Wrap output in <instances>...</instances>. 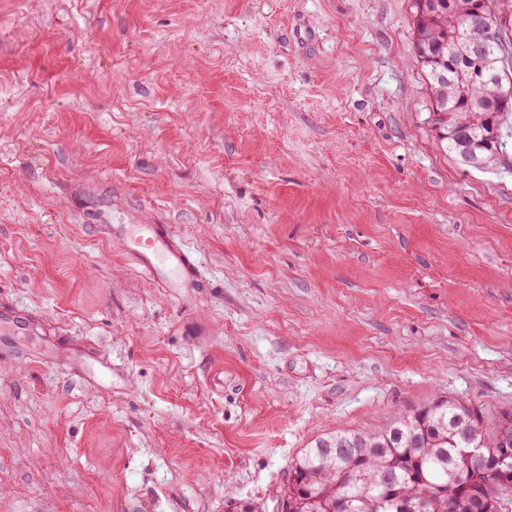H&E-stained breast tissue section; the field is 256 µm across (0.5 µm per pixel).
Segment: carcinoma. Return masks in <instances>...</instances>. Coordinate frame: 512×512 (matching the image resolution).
<instances>
[{
    "mask_svg": "<svg viewBox=\"0 0 512 512\" xmlns=\"http://www.w3.org/2000/svg\"><path fill=\"white\" fill-rule=\"evenodd\" d=\"M482 0H414L415 54L430 90L438 138L455 157L461 140H480L478 169L512 171L503 129L512 121V98L500 80L498 47L472 17ZM466 35L485 44L484 66L495 79L470 80L467 64L455 55V40ZM475 445L481 457L464 453ZM512 466V413L489 423L482 410L457 398L437 397L374 430H338L301 450L291 464L288 512H474L482 501L512 505L504 484Z\"/></svg>",
    "mask_w": 512,
    "mask_h": 512,
    "instance_id": "carcinoma-1",
    "label": "carcinoma"
}]
</instances>
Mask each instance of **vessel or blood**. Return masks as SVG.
I'll return each mask as SVG.
<instances>
[{"label":"vessel or blood","instance_id":"obj_1","mask_svg":"<svg viewBox=\"0 0 512 512\" xmlns=\"http://www.w3.org/2000/svg\"><path fill=\"white\" fill-rule=\"evenodd\" d=\"M104 231L121 237L125 249L140 267L160 284L179 288L199 285V271L193 255L163 224H108Z\"/></svg>","mask_w":512,"mask_h":512}]
</instances>
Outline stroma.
<instances>
[{"label":"stroma","mask_w":512,"mask_h":512,"mask_svg":"<svg viewBox=\"0 0 512 512\" xmlns=\"http://www.w3.org/2000/svg\"><path fill=\"white\" fill-rule=\"evenodd\" d=\"M412 11L0 0V512H280L329 432L512 411V175L440 144ZM143 223L202 287L103 231ZM105 233L121 237L140 267L162 285L198 288L199 271L193 255L165 224H107Z\"/></svg>","instance_id":"1"}]
</instances>
